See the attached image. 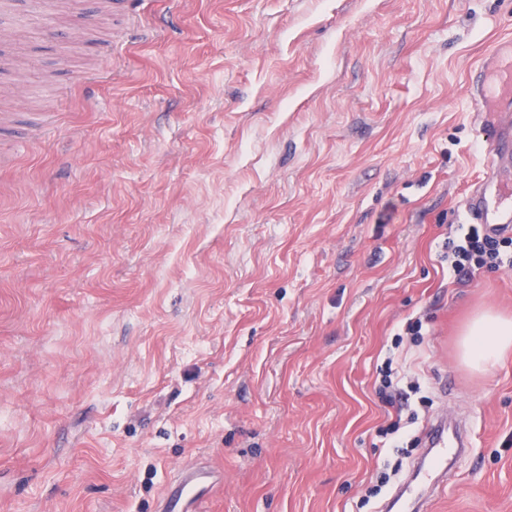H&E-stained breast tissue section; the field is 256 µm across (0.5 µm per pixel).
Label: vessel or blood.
I'll return each instance as SVG.
<instances>
[{
    "instance_id": "b4317fda",
    "label": "vessel or blood",
    "mask_w": 512,
    "mask_h": 512,
    "mask_svg": "<svg viewBox=\"0 0 512 512\" xmlns=\"http://www.w3.org/2000/svg\"><path fill=\"white\" fill-rule=\"evenodd\" d=\"M471 90L482 103L494 105L496 111L512 112V41L500 43L471 79ZM475 131L492 139V148L484 166L486 175L467 196L466 221L483 225L492 234L512 232V183L498 178V169L512 163V138L491 135L484 122H477ZM430 458L418 466L417 478H432L448 460V453L463 447L464 435L449 431L442 420L425 425ZM220 478L205 463L185 466L171 479L157 502L156 512H199L207 497L214 493Z\"/></svg>"
}]
</instances>
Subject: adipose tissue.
<instances>
[{
    "label": "adipose tissue",
    "mask_w": 512,
    "mask_h": 512,
    "mask_svg": "<svg viewBox=\"0 0 512 512\" xmlns=\"http://www.w3.org/2000/svg\"><path fill=\"white\" fill-rule=\"evenodd\" d=\"M459 346L467 365L485 373L492 372L500 355L512 349V320L482 314L463 331Z\"/></svg>",
    "instance_id": "ef3b65f1"
}]
</instances>
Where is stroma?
<instances>
[{"instance_id": "35a3bbf8", "label": "stroma", "mask_w": 512, "mask_h": 512, "mask_svg": "<svg viewBox=\"0 0 512 512\" xmlns=\"http://www.w3.org/2000/svg\"><path fill=\"white\" fill-rule=\"evenodd\" d=\"M0 112V512H381L412 475L375 393L471 446L421 512H512V267L440 245L485 173L469 71L512 0H13ZM420 335L405 334L408 320ZM459 346L467 365L490 373L500 355L512 349V320L492 313L482 314L463 331ZM219 484V476L206 463L187 465L166 484L156 512H196Z\"/></svg>"}]
</instances>
